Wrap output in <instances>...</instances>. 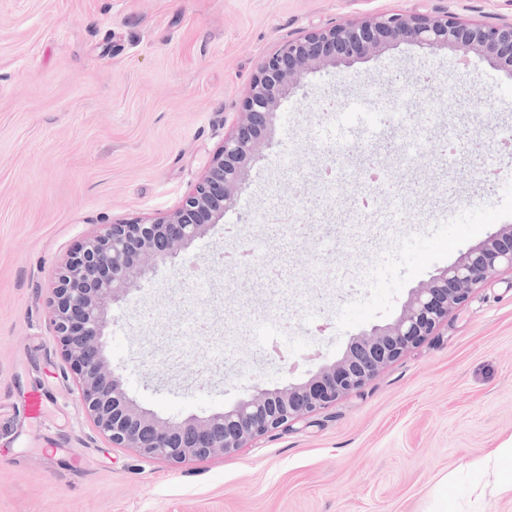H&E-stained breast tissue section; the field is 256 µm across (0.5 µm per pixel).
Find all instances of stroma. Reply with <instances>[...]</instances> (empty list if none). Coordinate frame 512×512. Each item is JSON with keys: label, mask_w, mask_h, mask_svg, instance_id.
<instances>
[{"label": "stroma", "mask_w": 512, "mask_h": 512, "mask_svg": "<svg viewBox=\"0 0 512 512\" xmlns=\"http://www.w3.org/2000/svg\"><path fill=\"white\" fill-rule=\"evenodd\" d=\"M399 12L512 19V0H0V512H512V273L486 280L432 336L359 391L236 454L173 467L115 448L87 418L47 301L62 258L97 225L175 210L283 40ZM475 113L467 137L448 120ZM404 223L383 228L309 171L378 141ZM512 75L399 44L308 74L235 207L114 305L107 351L127 394L164 417L207 416L255 385L306 380L391 322L412 288L512 224ZM304 187L305 201L293 191ZM341 202L326 208L325 194ZM288 212L290 225L258 214ZM300 224H335L310 238ZM246 244L249 271L213 256ZM155 320L144 322L142 311ZM182 364L168 361L197 321ZM276 343L286 361L255 366ZM48 395L41 415L32 393Z\"/></svg>", "instance_id": "stroma-1"}]
</instances>
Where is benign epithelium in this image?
Here are the masks:
<instances>
[{
	"label": "benign epithelium",
	"mask_w": 512,
	"mask_h": 512,
	"mask_svg": "<svg viewBox=\"0 0 512 512\" xmlns=\"http://www.w3.org/2000/svg\"><path fill=\"white\" fill-rule=\"evenodd\" d=\"M410 43L430 53L473 54L512 75V22L469 24L445 13L368 16L356 23L309 31L278 44L257 67L242 112L201 178L173 212L151 222L102 224L61 261L49 313L65 362L75 375L81 405L110 444L146 459L178 466L232 454L259 436L286 428L363 387L384 367L422 342L501 268L512 271V224H503L412 290L390 323L353 338L343 356L321 365L307 380L282 388H256L234 407L208 416L163 418L123 389L106 352L112 305L124 301L160 264L178 263L224 220L283 106L303 77L349 67L370 55ZM382 143L354 147L345 157L357 184H372Z\"/></svg>",
	"instance_id": "7a95c632"
}]
</instances>
